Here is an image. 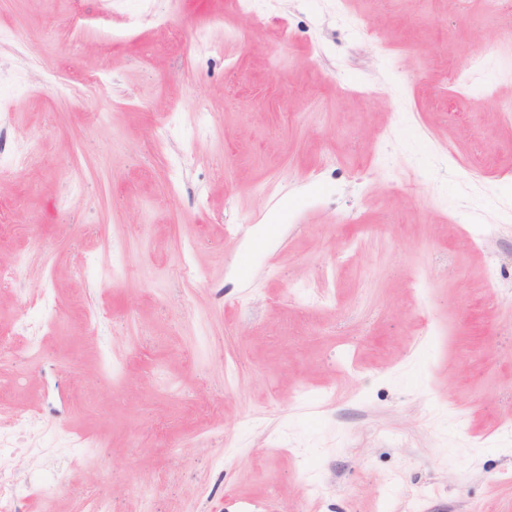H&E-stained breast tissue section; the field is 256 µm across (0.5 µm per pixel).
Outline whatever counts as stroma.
<instances>
[{
    "label": "stroma",
    "instance_id": "stroma-1",
    "mask_svg": "<svg viewBox=\"0 0 512 512\" xmlns=\"http://www.w3.org/2000/svg\"><path fill=\"white\" fill-rule=\"evenodd\" d=\"M0 84L24 512H512V0H0Z\"/></svg>",
    "mask_w": 512,
    "mask_h": 512
}]
</instances>
